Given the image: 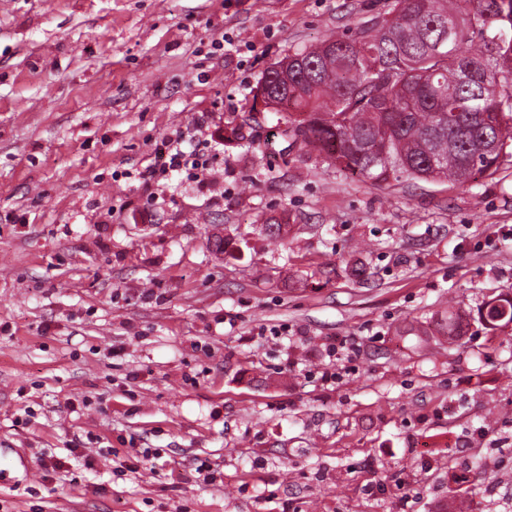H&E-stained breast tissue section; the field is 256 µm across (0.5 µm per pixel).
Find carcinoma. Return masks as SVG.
<instances>
[{
	"label": "carcinoma",
	"instance_id": "obj_1",
	"mask_svg": "<svg viewBox=\"0 0 512 512\" xmlns=\"http://www.w3.org/2000/svg\"><path fill=\"white\" fill-rule=\"evenodd\" d=\"M396 0L389 16L266 70L267 111L343 173L389 185L495 174L512 146V0ZM482 46L466 49L474 41ZM512 323V299L485 304Z\"/></svg>",
	"mask_w": 512,
	"mask_h": 512
}]
</instances>
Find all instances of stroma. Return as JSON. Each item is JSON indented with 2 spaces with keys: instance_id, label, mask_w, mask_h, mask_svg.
I'll use <instances>...</instances> for the list:
<instances>
[{
  "instance_id": "stroma-1",
  "label": "stroma",
  "mask_w": 512,
  "mask_h": 512,
  "mask_svg": "<svg viewBox=\"0 0 512 512\" xmlns=\"http://www.w3.org/2000/svg\"><path fill=\"white\" fill-rule=\"evenodd\" d=\"M394 4L0 0V512H512V157L379 185L254 109ZM164 144L165 149H161L159 152L158 164L142 172L141 176L145 182L153 179L159 171H177L184 165V156L177 147L179 141L168 138L165 140ZM482 320L489 326L500 327L512 323V299H497L485 304L481 311Z\"/></svg>"
}]
</instances>
